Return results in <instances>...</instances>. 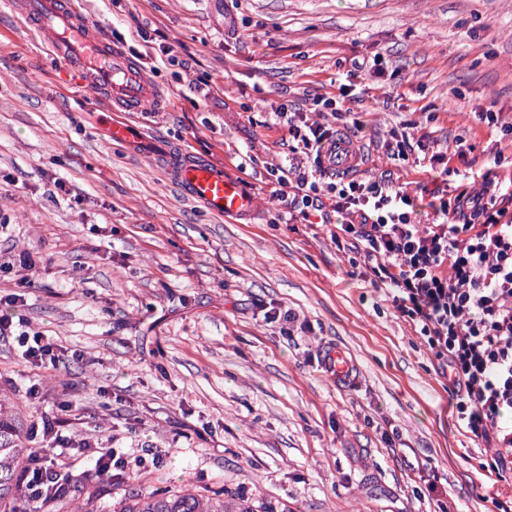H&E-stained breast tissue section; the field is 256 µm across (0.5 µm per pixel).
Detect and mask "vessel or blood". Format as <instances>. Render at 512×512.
Instances as JSON below:
<instances>
[{
  "mask_svg": "<svg viewBox=\"0 0 512 512\" xmlns=\"http://www.w3.org/2000/svg\"><path fill=\"white\" fill-rule=\"evenodd\" d=\"M21 10L50 45L59 66L103 94L113 110L161 109L158 91L143 70L90 25L70 0H23ZM169 172L179 189L216 215L236 217L254 208L249 188L207 161L179 157Z\"/></svg>",
  "mask_w": 512,
  "mask_h": 512,
  "instance_id": "obj_1",
  "label": "vessel or blood"
}]
</instances>
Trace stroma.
<instances>
[{"label":"stroma","mask_w":512,"mask_h":512,"mask_svg":"<svg viewBox=\"0 0 512 512\" xmlns=\"http://www.w3.org/2000/svg\"><path fill=\"white\" fill-rule=\"evenodd\" d=\"M73 2L166 109L132 116L141 148L114 144L108 105L55 64L19 0H0V258L36 260L0 272V298L58 357L47 371L0 336V389L21 397L41 379L24 418L68 407L76 437L142 460L137 479L109 480L99 512L131 492L219 487L230 512H512V471L462 427L457 388L384 290L361 282L356 250L280 220L265 166L288 135L262 125L349 83L359 178L388 177L426 206L500 154L512 182V137L481 117L512 122V0ZM163 43L190 69L163 63ZM358 59L380 74L352 72ZM414 119L426 151L388 158ZM181 152L241 174L256 210L227 221L183 195L162 174ZM240 154L254 158L243 174ZM439 156L460 176L431 174ZM57 179L82 208L51 198ZM271 307L309 332L264 321ZM336 346L352 384L324 366Z\"/></svg>","instance_id":"obj_1"}]
</instances>
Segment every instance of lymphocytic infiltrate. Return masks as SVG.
<instances>
[{
    "instance_id": "lymphocytic-infiltrate-1",
    "label": "lymphocytic infiltrate",
    "mask_w": 512,
    "mask_h": 512,
    "mask_svg": "<svg viewBox=\"0 0 512 512\" xmlns=\"http://www.w3.org/2000/svg\"><path fill=\"white\" fill-rule=\"evenodd\" d=\"M265 123L291 141L288 155L267 169L289 218L317 221L335 241H352L366 281L387 291L459 387L462 425L493 444L495 466L512 465V423L502 420L512 414V195L503 193L495 170L480 189L457 185L424 223L415 197L387 180L343 179L328 169L337 124L362 127L339 99L315 98L309 114L283 104ZM71 425L58 414L33 423L39 442L91 453L100 476L129 471L113 449L69 436Z\"/></svg>"
}]
</instances>
